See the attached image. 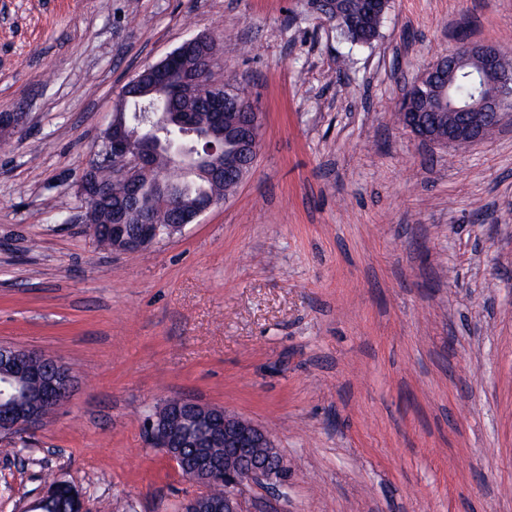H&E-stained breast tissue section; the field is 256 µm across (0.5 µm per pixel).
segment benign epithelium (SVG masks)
<instances>
[{"instance_id": "obj_1", "label": "benign epithelium", "mask_w": 512, "mask_h": 512, "mask_svg": "<svg viewBox=\"0 0 512 512\" xmlns=\"http://www.w3.org/2000/svg\"><path fill=\"white\" fill-rule=\"evenodd\" d=\"M475 65L480 74L478 95L461 112L448 113V135L430 131L424 112H401L399 120L413 136L423 143L448 145L470 144L483 140L489 130L498 128L509 106L512 105V70L505 63L501 50L471 42L464 43L448 58H438L421 75L426 84L441 83L438 89L439 103L448 101V85L443 83L444 73H453L466 65ZM210 106L214 121L224 123V88L215 90ZM247 109L246 122L237 131L236 151L232 153L235 165L253 169L258 157L260 117L252 101L244 100ZM126 113L114 112L103 135L101 155L103 161L119 157L123 161L115 180L131 190L140 187L155 165L156 153L164 150L176 156L180 173L207 182L224 179V149L206 147L183 152L178 144H155L147 140L138 146L130 128ZM110 186L92 179H82L79 194L84 203H96L107 198ZM223 199L204 196L193 206L190 214H182L177 224L170 225L171 233L183 230L187 225L199 222L209 210L221 204ZM164 237L157 225L142 219L137 228L120 238L117 250L138 252L151 247ZM6 372L11 382L38 389L37 405L20 402L0 403V435L23 436L43 426L50 417L69 402L76 384V377L62 360L41 351L19 346H0V370ZM192 409L199 419L208 425V443L213 448L224 449V461L195 455L185 460L180 455L182 436L181 413ZM145 434L150 446L160 448L175 463H181L186 477L205 485L208 491L186 499L180 512H244L243 488L255 482H263L273 488L288 485L290 470L285 458L276 448L268 431L249 419L225 409L200 405L187 398H175L160 410L149 415ZM224 485L219 495L215 488ZM46 497L58 500L61 512H84L82 494L70 485L57 481L49 487Z\"/></svg>"}]
</instances>
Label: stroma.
I'll list each match as a JSON object with an SVG mask.
<instances>
[{
  "instance_id": "obj_1",
  "label": "stroma",
  "mask_w": 512,
  "mask_h": 512,
  "mask_svg": "<svg viewBox=\"0 0 512 512\" xmlns=\"http://www.w3.org/2000/svg\"><path fill=\"white\" fill-rule=\"evenodd\" d=\"M462 24L505 47L512 0H392L364 47L307 0H0V345L79 380L0 435V512L54 479L179 512L203 487L144 433L174 396L270 430L293 478L247 512H512V117L464 150L394 119ZM199 34L262 114L255 168L182 233L100 245L78 186L119 91Z\"/></svg>"
}]
</instances>
